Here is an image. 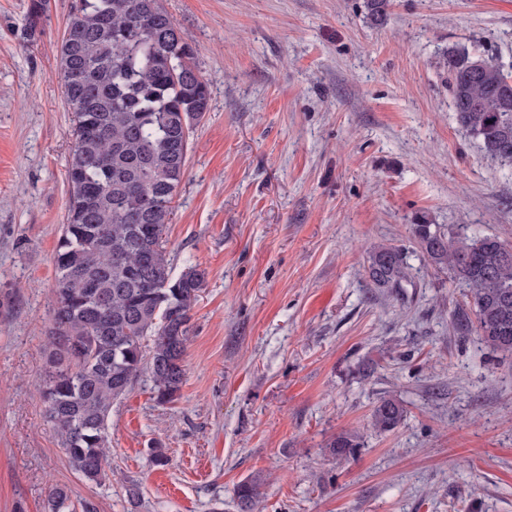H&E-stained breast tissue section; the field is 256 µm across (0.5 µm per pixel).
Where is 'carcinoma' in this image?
Segmentation results:
<instances>
[{"mask_svg": "<svg viewBox=\"0 0 512 512\" xmlns=\"http://www.w3.org/2000/svg\"><path fill=\"white\" fill-rule=\"evenodd\" d=\"M391 0H365L375 25L387 23ZM49 0H31L26 35L41 32ZM196 49L160 0H74L65 22L58 69L74 144L65 222L54 256L56 288L50 318V370L42 397L45 418L72 468L89 481L104 474L112 403L144 370L156 400L176 399L185 378L191 311L204 273L189 265L173 274L164 239L173 200L188 164L194 123L209 108ZM450 47L439 59L448 72L459 126L493 159L512 164V84L491 58ZM413 241L433 265L468 289L455 309L458 328L512 357V246L493 235H447L435 224L411 225ZM374 288L398 292L409 283L405 249L378 244L367 255ZM406 417L396 398L383 396L371 420L381 433ZM358 433L336 435L331 454L352 458ZM261 479L240 482L237 512H254ZM62 488L49 512H66Z\"/></svg>", "mask_w": 512, "mask_h": 512, "instance_id": "cac0c4a2", "label": "carcinoma"}]
</instances>
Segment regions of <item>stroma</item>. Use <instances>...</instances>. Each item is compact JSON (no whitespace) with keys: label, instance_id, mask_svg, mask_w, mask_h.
Instances as JSON below:
<instances>
[{"label":"stroma","instance_id":"1","mask_svg":"<svg viewBox=\"0 0 512 512\" xmlns=\"http://www.w3.org/2000/svg\"><path fill=\"white\" fill-rule=\"evenodd\" d=\"M72 2L49 0L30 42L29 0H0V512H47L56 487L95 512H235L257 475V512H512V359L455 328L464 290L410 230L512 244V164L460 128L437 65L460 45L512 75V0H391L382 27L364 0H162L210 93L165 235L174 273L196 264L205 282L177 399L159 404L143 375L114 401L96 483L40 394ZM382 243L407 249L402 294L367 284ZM384 395L407 416L382 434ZM345 431L364 442L346 462L327 448ZM261 479L251 477L240 482L234 493V501L237 512H254L260 495Z\"/></svg>","mask_w":512,"mask_h":512}]
</instances>
